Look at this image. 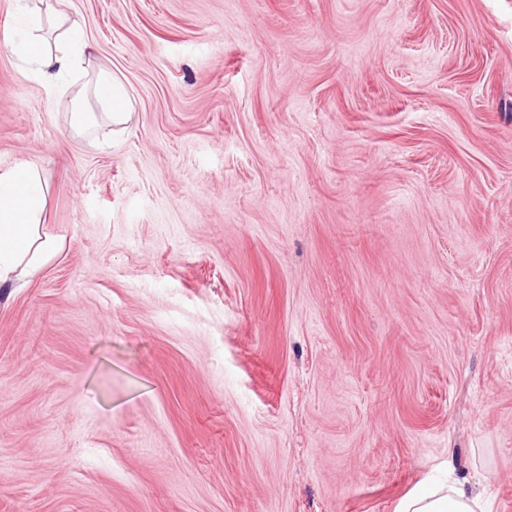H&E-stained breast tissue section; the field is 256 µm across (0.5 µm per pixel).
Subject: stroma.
Wrapping results in <instances>:
<instances>
[{
	"mask_svg": "<svg viewBox=\"0 0 512 512\" xmlns=\"http://www.w3.org/2000/svg\"><path fill=\"white\" fill-rule=\"evenodd\" d=\"M133 118L0 42V512H512V0H66ZM91 96L102 112H85L84 100ZM132 104L121 81L106 71H100L94 80L87 84L83 98L76 112L71 113L73 127L76 130L90 132L107 122L114 126L128 123L132 117ZM47 191L33 163L0 171V284L22 280L58 253V240L42 226ZM397 512H485L480 494L456 481L448 486H422L401 501Z\"/></svg>",
	"mask_w": 512,
	"mask_h": 512,
	"instance_id": "35a3bbf8",
	"label": "stroma"
}]
</instances>
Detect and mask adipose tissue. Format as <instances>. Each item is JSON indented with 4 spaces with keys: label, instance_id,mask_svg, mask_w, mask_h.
Returning <instances> with one entry per match:
<instances>
[{
    "label": "adipose tissue",
    "instance_id": "adipose-tissue-1",
    "mask_svg": "<svg viewBox=\"0 0 512 512\" xmlns=\"http://www.w3.org/2000/svg\"><path fill=\"white\" fill-rule=\"evenodd\" d=\"M54 25L58 35L50 43L41 34L40 13L24 8L0 39L31 64L36 78L62 92L81 72L87 42L82 28L66 14L55 13ZM84 93L99 109L73 112L75 129L89 132L103 122L120 126L130 121L132 104L116 76L99 72ZM47 191L45 177L32 163L20 161L0 171V284L22 280L58 253V240L42 226ZM397 512H485V508L480 495L457 481L418 488L401 501Z\"/></svg>",
    "mask_w": 512,
    "mask_h": 512
}]
</instances>
